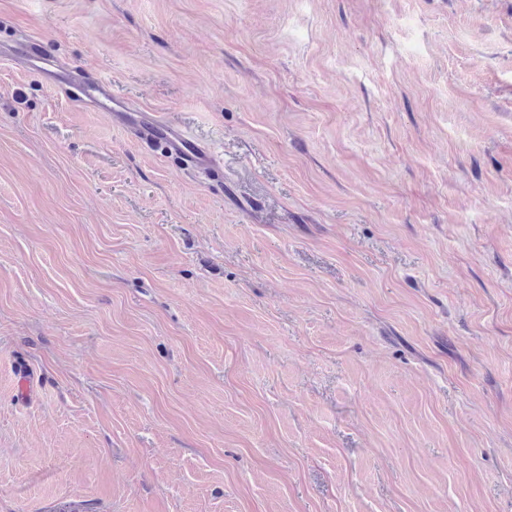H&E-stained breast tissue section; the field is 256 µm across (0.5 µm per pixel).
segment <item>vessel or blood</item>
I'll return each instance as SVG.
<instances>
[{
    "label": "vessel or blood",
    "instance_id": "b4317fda",
    "mask_svg": "<svg viewBox=\"0 0 512 512\" xmlns=\"http://www.w3.org/2000/svg\"><path fill=\"white\" fill-rule=\"evenodd\" d=\"M15 52L28 61H37L41 71L52 79L58 88L77 85L82 98L96 102L103 111L112 113L122 125L136 130L144 139L160 143L167 158L179 166L203 170L219 169L220 164L210 151L192 145L183 131L174 125L157 119L145 112H133L112 94V84L108 78L87 71L68 70L58 67L53 56L37 38L18 41Z\"/></svg>",
    "mask_w": 512,
    "mask_h": 512
}]
</instances>
